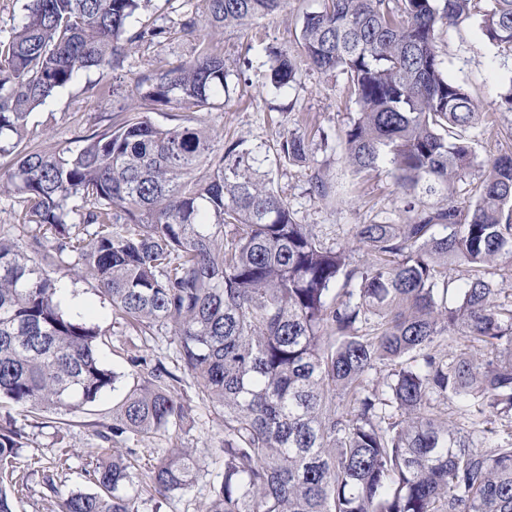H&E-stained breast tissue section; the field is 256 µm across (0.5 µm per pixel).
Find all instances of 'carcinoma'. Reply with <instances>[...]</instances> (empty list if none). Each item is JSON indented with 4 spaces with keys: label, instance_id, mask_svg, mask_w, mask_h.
<instances>
[{
    "label": "carcinoma",
    "instance_id": "cac0c4a2",
    "mask_svg": "<svg viewBox=\"0 0 512 512\" xmlns=\"http://www.w3.org/2000/svg\"><path fill=\"white\" fill-rule=\"evenodd\" d=\"M150 2L26 0L0 50V156L13 155L0 196L22 206L27 228L0 234V401L75 413L115 387L101 330L61 308V278L88 277L116 317L169 330L224 427V470L200 512H512V298L486 277L512 264V154L494 159L474 208L447 201L471 168L481 112L436 45L439 28L477 16L512 53V0H322L303 14L309 64L346 76L358 105L348 164L389 165L405 195V223L354 226L369 255L360 266L296 223L271 186L270 151L300 163L309 139L226 146L207 127L202 113L230 96L224 49L210 42L177 64H147L112 99L110 124L76 147L27 143L33 111L81 74L108 75L142 46L242 25L282 0H203L175 29L132 26ZM297 72L273 53L272 88ZM167 110L181 112L177 124L147 116ZM450 265L464 275L448 280ZM443 336L466 349L443 351ZM127 356L133 384L98 437L181 428L182 378L136 344ZM22 439L0 425V512L28 488ZM136 462L134 448L105 447L92 489L46 488L57 512H137L129 490L184 493L198 466L175 452L138 479Z\"/></svg>",
    "mask_w": 512,
    "mask_h": 512
}]
</instances>
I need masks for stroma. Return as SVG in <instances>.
<instances>
[{
  "label": "stroma",
  "instance_id": "obj_1",
  "mask_svg": "<svg viewBox=\"0 0 512 512\" xmlns=\"http://www.w3.org/2000/svg\"><path fill=\"white\" fill-rule=\"evenodd\" d=\"M320 0H284L273 14L235 28L208 27L206 41L224 49V61L240 77L235 94L224 107L205 113L206 125L225 141L243 139L249 144H269L288 132L312 138L307 161L272 164L276 191L288 201L297 223L308 225L328 245L351 248L353 263L367 259L365 251L353 249L352 227L386 222L401 224L407 219L403 194L388 168L354 174L345 159V132L357 116V106L343 76H324L301 57L298 43L299 19L319 9ZM295 58L298 74L288 91L279 93L266 83L270 64L264 46ZM436 45L450 79L463 85L477 101L481 112L473 131L475 160L469 173L455 183L450 200L459 209L471 208L489 164L504 151L512 150V111L501 98L512 83V56L488 43L477 22L440 30ZM196 39L176 37L129 56L122 71L107 75L106 83L131 90L146 62L166 63L191 57ZM111 112L106 101L86 97L81 83L59 90L28 123L31 139L43 146L63 145L82 131L104 128ZM323 180L325 196L313 191L315 180ZM64 308L73 317L99 327L105 336L100 347L102 361L117 376L114 388L73 414L41 413L32 416L27 408L0 403V422L12 420L24 434L18 463L24 468L29 488L15 498V512H56V504L45 488L46 480L69 489H89L87 472L95 463L102 442L100 431L112 424V407L133 382L134 369L127 360L129 343L142 346L151 360L177 370L176 342L167 329L143 336L129 324L115 319L112 305L91 279H66ZM178 397L186 411L183 427L161 433L145 442L131 433L112 437L115 453L137 451V468L146 471L162 456L186 451L198 462L192 488L186 493L162 497L142 492L135 502L138 512H198L209 496L224 460L216 451L224 432L210 405L197 395L191 377H184ZM41 462L29 469L31 459Z\"/></svg>",
  "mask_w": 512,
  "mask_h": 512
}]
</instances>
